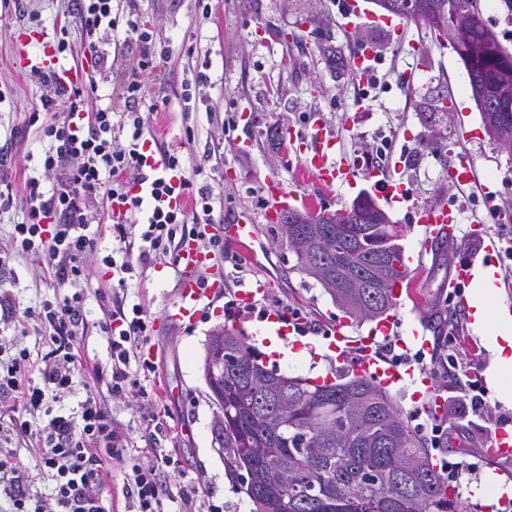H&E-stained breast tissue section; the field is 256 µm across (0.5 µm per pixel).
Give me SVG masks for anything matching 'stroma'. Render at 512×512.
I'll use <instances>...</instances> for the list:
<instances>
[{
    "label": "stroma",
    "mask_w": 512,
    "mask_h": 512,
    "mask_svg": "<svg viewBox=\"0 0 512 512\" xmlns=\"http://www.w3.org/2000/svg\"><path fill=\"white\" fill-rule=\"evenodd\" d=\"M344 2L207 0L209 14L204 17L195 13L194 0H143V8L174 50L166 64L165 94L152 92L145 99L146 105L156 108L154 128L176 141L184 127H194L195 139L187 147L192 163L209 176L223 202L224 219L240 212L251 215L257 238L251 258L225 245L215 259V270L224 277V296L203 301L199 318L186 326L162 322L179 288L171 258L157 259L128 277L124 308L140 307L150 321L145 356L156 366L148 373L131 363L137 382L132 393L111 397L106 380L96 376L97 370L111 364L110 347L99 325L110 314L117 286L102 263L112 252V225L88 229L97 243L95 255L88 259L93 278L63 282L42 259L17 252L11 232L22 219L20 207L0 213V252L11 257L0 267V289L11 294L16 310L14 317L0 319V345L6 354L25 348L33 360H40L49 350L48 338L35 323L23 322L22 312L76 293L83 297L86 331L75 349V392L49 402L47 411L37 413L36 422L44 424L50 416L68 413L86 394H93L120 422L127 444L163 448L178 457L188 478L200 487L201 507L214 504L219 512H251L253 505L243 489V472L231 466L215 441L219 409L203 373L209 334L224 325L253 332L271 309L284 306L299 314L302 337L322 341L327 330L345 318L314 279L296 270L294 254L264 219L270 183L300 197L314 192L299 170L295 141L276 148L265 135L267 127L284 123L296 137H304L314 121H322L337 140V160L349 169L350 178L318 194L321 208L341 210L360 193H369L401 228L404 253L420 248L421 229L408 221L416 207L450 201L470 216L482 209L477 186L459 190L451 182L460 154L473 157L480 179L494 184L504 212L512 214V161L486 132L464 65L451 45L438 43L412 24L395 32L382 22V11L373 0H361L357 14L344 10ZM27 5L40 21L31 36L52 42L66 38L72 52L65 55L64 66L84 64L77 29L60 32L69 0H28ZM308 14L315 18V26L300 28ZM18 32L15 25L0 27V145L11 143L4 171L20 185L27 175L40 174L47 142L37 127L24 124L27 113L39 104L40 91L13 62ZM286 32L303 33L304 39L285 45ZM358 38L381 52L375 69L382 80L368 90L352 70ZM196 70L206 73L209 82L200 88L193 111L185 112L179 99L181 83ZM441 96L447 97L452 114L436 110ZM378 147L385 150L392 178L406 185V199L389 200L375 177L367 157ZM472 254L470 239L463 235L446 241L440 256L426 255L421 267L412 268L409 282L426 299V308L408 302L397 310L406 329L426 312L449 319L432 351L420 353L413 343L394 350L400 362L424 367L431 374L443 416L426 409L410 381L389 385L388 390L412 426L429 440L435 462L473 464L459 491L483 506L494 496L493 488H480L483 476H495L503 484L512 480V459L496 461L485 453L497 428L512 430V406L499 402L488 387L489 354L484 346H465L459 297L447 286L449 260L465 262ZM254 281L265 282L268 291L253 308L242 310L236 293L242 284Z\"/></svg>",
    "instance_id": "obj_1"
}]
</instances>
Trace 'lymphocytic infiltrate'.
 Instances as JSON below:
<instances>
[{"label":"lymphocytic infiltrate","mask_w":512,"mask_h":512,"mask_svg":"<svg viewBox=\"0 0 512 512\" xmlns=\"http://www.w3.org/2000/svg\"><path fill=\"white\" fill-rule=\"evenodd\" d=\"M70 13L97 70H107L110 58H121L132 48L137 63L112 76V92L124 103L120 110L89 109L87 86L68 87L53 73L30 70L41 95L28 123L48 142L42 167L53 185L47 190L39 178L27 177L24 219L13 233L20 251L42 256L61 279L90 277L85 256L94 252L95 242L87 228L104 218L120 227L117 246L103 259L118 273L171 253L181 238L204 239L211 251H223L218 238L204 233L217 221L213 188L201 168L187 165L185 144L194 140V129L186 128L180 143L156 139L151 113L140 108L149 87L162 84L172 54L169 44L146 20L139 0H72ZM129 224L141 225L138 242L129 241ZM24 317L45 333L51 350L39 365L25 348L0 364V396L12 397L24 410L20 416L0 412V498L6 499L9 512H105L102 495L109 489L114 460L122 465V492L130 512H165L170 502L176 503V512H193L192 490L176 500L170 495L166 475L180 471V461L159 448L141 457L120 447L121 436L96 397H86L78 412L54 416L45 425L32 421L47 400L73 390L82 300L66 297L39 311L26 310ZM102 331L111 348L110 388L120 394L132 383L131 356L146 341L149 328L141 316H127L120 308ZM90 439L96 447H87ZM31 440L54 482L46 499L30 494V469L12 450Z\"/></svg>","instance_id":"f902f5d3"}]
</instances>
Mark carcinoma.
Segmentation results:
<instances>
[{
	"mask_svg": "<svg viewBox=\"0 0 512 512\" xmlns=\"http://www.w3.org/2000/svg\"><path fill=\"white\" fill-rule=\"evenodd\" d=\"M422 12L404 20L429 27L440 15L448 28L467 14L459 29L456 53L471 65L486 99L512 110V54L496 33L481 23L482 0H423ZM485 47L474 57L471 49ZM305 223L298 243L281 239L296 256L295 269L307 273L306 262L319 251L331 272L352 268L368 273L379 262L397 264V278L373 280L364 294L359 288L325 289L336 305L356 321H373L394 306L391 290L409 277L402 249L372 247L345 250L322 244L324 234H352L371 220L370 210L350 205L336 212H302ZM224 332V401L222 447L231 464L247 473L246 495L252 512H475L462 500L445 470L433 464L427 438L411 426L389 393L366 374L332 385L269 369L262 354L240 332Z\"/></svg>",
	"mask_w": 512,
	"mask_h": 512,
	"instance_id": "1",
	"label": "carcinoma"
}]
</instances>
